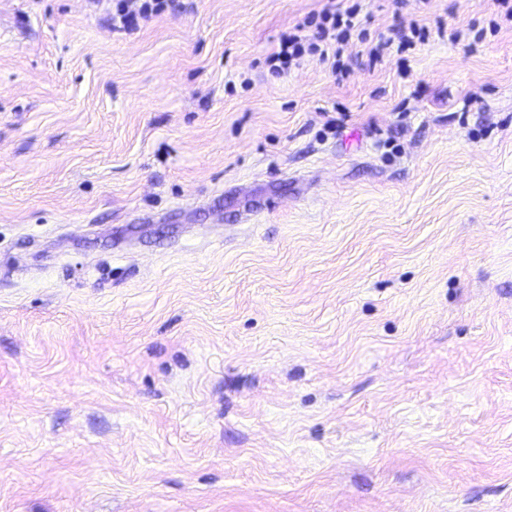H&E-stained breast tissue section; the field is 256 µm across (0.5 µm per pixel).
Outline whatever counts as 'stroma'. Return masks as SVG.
<instances>
[{"label":"stroma","instance_id":"obj_1","mask_svg":"<svg viewBox=\"0 0 512 512\" xmlns=\"http://www.w3.org/2000/svg\"><path fill=\"white\" fill-rule=\"evenodd\" d=\"M358 3L0 0V512H512V27ZM168 1L174 0H140L137 9L132 10L129 0H113L112 2V27L113 29H131L136 26L138 17L148 18L157 15L168 5ZM358 4L344 10H323L318 13L319 21L315 24L316 35L310 37L305 27H311L312 21L297 25L292 31L283 33L277 47L266 56L265 63L277 74L297 66L307 56H317L323 63H329L333 73L342 74L341 56L353 33L363 45L369 64L376 65L391 53H404L416 46L417 41H424L427 33L424 28L411 24L408 28H393L387 33L371 35L359 18ZM343 75V74H342Z\"/></svg>","mask_w":512,"mask_h":512}]
</instances>
